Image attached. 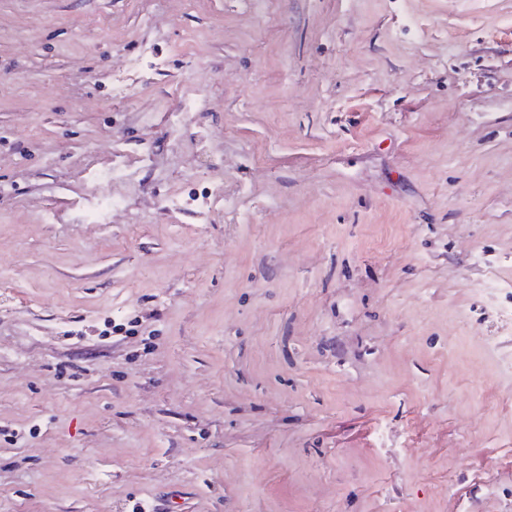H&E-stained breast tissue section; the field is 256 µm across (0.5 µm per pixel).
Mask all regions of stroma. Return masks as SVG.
<instances>
[{
  "label": "stroma",
  "mask_w": 512,
  "mask_h": 512,
  "mask_svg": "<svg viewBox=\"0 0 512 512\" xmlns=\"http://www.w3.org/2000/svg\"><path fill=\"white\" fill-rule=\"evenodd\" d=\"M493 274L512 0H0V512H512ZM106 175L92 171V189L82 198L77 206L78 224H108L112 221V210L122 204V198L112 194V188L102 191L98 188L100 182L106 179L112 186V181L122 180L129 175V166L123 156L116 155Z\"/></svg>",
  "instance_id": "stroma-1"
}]
</instances>
